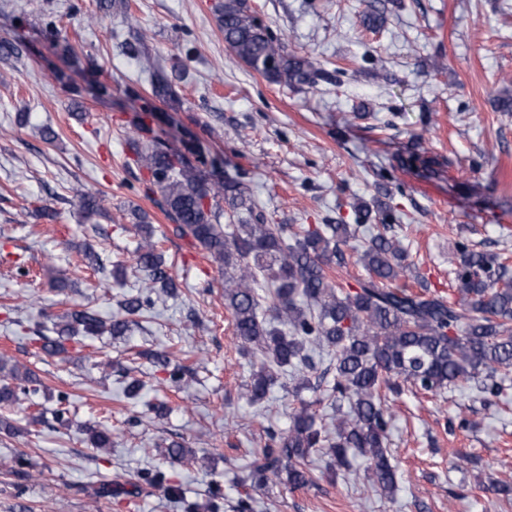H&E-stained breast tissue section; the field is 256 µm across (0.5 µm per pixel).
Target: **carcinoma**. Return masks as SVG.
<instances>
[{"mask_svg":"<svg viewBox=\"0 0 512 512\" xmlns=\"http://www.w3.org/2000/svg\"><path fill=\"white\" fill-rule=\"evenodd\" d=\"M224 42L254 71L288 84L315 85L322 71L314 62L288 54L284 44L248 14L244 0H222L215 8ZM20 41L0 44V81L21 61ZM141 67L149 74L150 96L162 103L177 93L163 66L145 53ZM128 143L137 166L148 171L146 194L175 223L179 236L206 252L224 271V307L232 318L240 350L252 355L254 371L246 385L250 404H261L276 376L288 373L292 386L291 425L282 431L266 427L267 442L253 451L243 484L268 489L281 480L295 489L311 481V457L324 458L330 476L357 474L364 463L371 485L393 499L397 466L387 442L393 415L387 394L398 395L408 384L436 395L467 385L487 405L497 403L512 373V265L503 253L477 251L456 244L451 260L455 288L443 295L420 285L409 286L414 264L400 240L388 235L394 215H373L355 207L353 224H270L264 207L236 176L212 165L206 173L201 147L188 141L187 152L164 145L147 117L130 123ZM197 156L192 162L187 153ZM228 216L232 223L220 222ZM141 240L132 257L136 294L116 300L118 312L104 322L93 310L71 308L58 316L57 337L37 336L48 354L66 351V343L107 332L125 336L139 326L132 316L156 308L161 296L176 293V284L158 250L152 225L136 213ZM357 254L368 277L343 283L333 275L345 264L344 249ZM156 362L169 369V381L182 382L186 369L164 355ZM36 373L0 356V405L19 395L39 392ZM313 400L301 397L303 391ZM336 413L329 427L316 422L314 406ZM54 416L71 426L69 395L57 397ZM95 448L112 447L110 429L87 426ZM146 484L165 488L185 512H220L224 495L213 483L203 503L188 502L180 485L165 472L140 474Z\"/></svg>","mask_w":512,"mask_h":512,"instance_id":"1","label":"carcinoma"}]
</instances>
